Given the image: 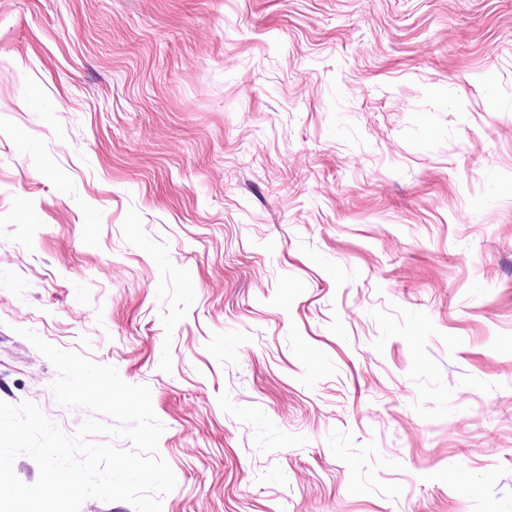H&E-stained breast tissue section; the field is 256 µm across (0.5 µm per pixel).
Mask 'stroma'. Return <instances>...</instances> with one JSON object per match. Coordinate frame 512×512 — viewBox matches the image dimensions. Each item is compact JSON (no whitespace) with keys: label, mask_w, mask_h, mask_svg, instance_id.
Masks as SVG:
<instances>
[{"label":"stroma","mask_w":512,"mask_h":512,"mask_svg":"<svg viewBox=\"0 0 512 512\" xmlns=\"http://www.w3.org/2000/svg\"><path fill=\"white\" fill-rule=\"evenodd\" d=\"M147 385L162 512H512V0H0V400Z\"/></svg>","instance_id":"35a3bbf8"}]
</instances>
